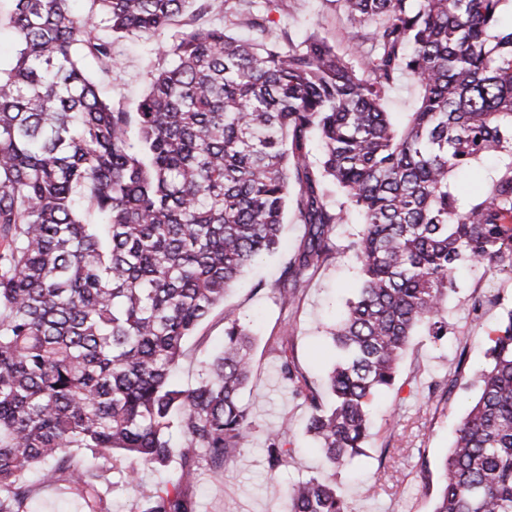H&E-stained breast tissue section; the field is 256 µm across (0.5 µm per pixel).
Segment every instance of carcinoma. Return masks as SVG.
Here are the masks:
<instances>
[{
    "label": "carcinoma",
    "mask_w": 512,
    "mask_h": 512,
    "mask_svg": "<svg viewBox=\"0 0 512 512\" xmlns=\"http://www.w3.org/2000/svg\"><path fill=\"white\" fill-rule=\"evenodd\" d=\"M15 43L0 69V512H30L33 486L67 481L87 512H109L86 468L112 457L124 482L142 467L169 485L138 512H195L189 488L251 440L239 395L253 338L224 316V346L195 385L174 376L184 343L260 257L278 248L285 213L308 238L277 283L298 308L302 284L349 252L359 288L332 332L340 357L331 404L289 339L281 374L310 409L308 430L339 468L363 453L373 401L398 380L419 328L443 315L462 267L512 268V0H329L346 14L360 59L312 34L283 46L266 17L258 37L222 28L173 36L129 112L102 98L80 63L112 71L114 41L163 34L219 0H10ZM107 28L110 37L99 35ZM420 95L396 124L384 101L402 76ZM318 143L320 163L310 159ZM485 190L452 177L484 159ZM362 217L341 247L336 225ZM477 396L439 467L433 512H512V309L487 334ZM289 427L267 439L268 468L288 463ZM291 512H348L336 483H295Z\"/></svg>",
    "instance_id": "carcinoma-1"
}]
</instances>
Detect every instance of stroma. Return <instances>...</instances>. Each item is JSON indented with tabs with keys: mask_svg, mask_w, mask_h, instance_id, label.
I'll use <instances>...</instances> for the list:
<instances>
[{
	"mask_svg": "<svg viewBox=\"0 0 512 512\" xmlns=\"http://www.w3.org/2000/svg\"><path fill=\"white\" fill-rule=\"evenodd\" d=\"M246 0H230L198 18L176 17L173 30L219 26L246 34ZM271 31L282 43H296L319 31L337 51L354 57L345 14L329 0H288L285 10L271 11ZM157 39L130 35L113 46L112 72L102 78L100 90L113 105L133 109L149 83L150 68L166 64ZM308 227L287 213L283 246L243 274L206 321L185 343L178 379L193 384L203 361L224 339V317L233 315L251 330L250 383L242 394L256 429L249 444L224 467L223 478L202 472L192 495L196 512H288L287 489L296 481L317 476L335 480L346 497L349 512H432L433 496L426 493L427 474L437 471L448 452L454 430L475 391L470 374L482 368L485 336L503 313L512 308V269L465 268L458 288L446 301L448 334L441 339L412 338L400 366L395 387L371 409L370 436L362 456L346 468H333L306 432L308 410L294 387L280 376V359L270 350V339L289 334V353L304 368L309 382L322 385L336 361L330 331L343 315L357 288V272L349 256L320 268L304 285L298 312L282 309L275 291L280 274L307 238ZM480 311H472L474 299ZM466 364H459V356ZM290 424L292 459L277 472L266 462V438L282 422ZM428 472H421V462ZM35 486L33 512H84L82 501L59 486L40 483L37 473L26 476Z\"/></svg>",
	"mask_w": 512,
	"mask_h": 512,
	"instance_id": "obj_1",
	"label": "stroma"
}]
</instances>
